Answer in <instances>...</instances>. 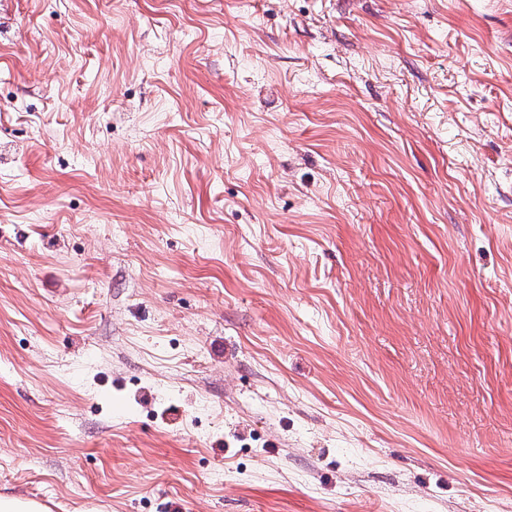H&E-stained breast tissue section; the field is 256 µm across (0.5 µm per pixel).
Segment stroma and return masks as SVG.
Segmentation results:
<instances>
[{
    "instance_id": "stroma-1",
    "label": "stroma",
    "mask_w": 512,
    "mask_h": 512,
    "mask_svg": "<svg viewBox=\"0 0 512 512\" xmlns=\"http://www.w3.org/2000/svg\"><path fill=\"white\" fill-rule=\"evenodd\" d=\"M0 495L512 512V0H0Z\"/></svg>"
}]
</instances>
